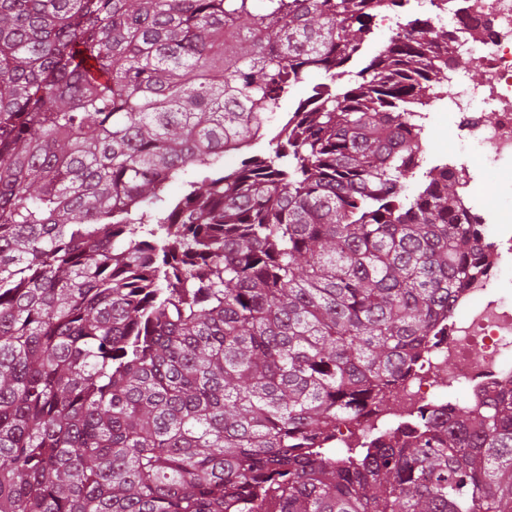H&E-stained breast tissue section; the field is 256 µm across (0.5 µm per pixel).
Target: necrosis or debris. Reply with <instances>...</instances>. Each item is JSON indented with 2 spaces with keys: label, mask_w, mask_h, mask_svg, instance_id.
Listing matches in <instances>:
<instances>
[{
  "label": "necrosis or debris",
  "mask_w": 512,
  "mask_h": 512,
  "mask_svg": "<svg viewBox=\"0 0 512 512\" xmlns=\"http://www.w3.org/2000/svg\"><path fill=\"white\" fill-rule=\"evenodd\" d=\"M402 5V10L379 14L392 35H401L421 13L431 12L432 26L455 36L461 51L477 56L483 67L474 85L449 71L448 94L435 95L431 105L453 118L461 148L479 151L495 165L512 163V0H402ZM466 21L483 26L485 39L471 41L462 27ZM488 108L494 120H486ZM448 169L458 181L463 210L482 227L484 265L456 293L442 336L402 380L384 389L383 408H368L350 422L354 433H368L386 415L396 425L447 410L448 391L458 384L467 389L468 407L482 410L485 393L512 380V305L499 290L512 269V224L475 206L470 166L452 154Z\"/></svg>",
  "instance_id": "1"
}]
</instances>
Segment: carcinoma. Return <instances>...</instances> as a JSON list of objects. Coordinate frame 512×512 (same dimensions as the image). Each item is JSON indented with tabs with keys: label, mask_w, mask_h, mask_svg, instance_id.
Instances as JSON below:
<instances>
[{
	"label": "carcinoma",
	"mask_w": 512,
	"mask_h": 512,
	"mask_svg": "<svg viewBox=\"0 0 512 512\" xmlns=\"http://www.w3.org/2000/svg\"><path fill=\"white\" fill-rule=\"evenodd\" d=\"M378 2L0 0V512H512V382L315 447L482 266L448 168L401 195L448 33L417 20L219 166Z\"/></svg>",
	"instance_id": "1"
}]
</instances>
